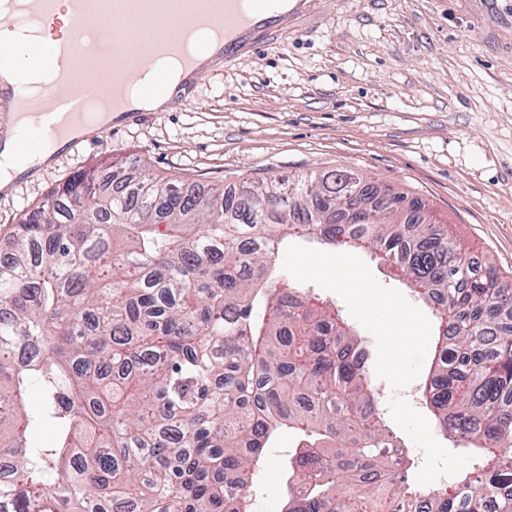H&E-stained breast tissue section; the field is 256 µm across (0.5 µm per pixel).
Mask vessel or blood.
I'll return each instance as SVG.
<instances>
[{
	"instance_id": "vessel-or-blood-1",
	"label": "vessel or blood",
	"mask_w": 512,
	"mask_h": 512,
	"mask_svg": "<svg viewBox=\"0 0 512 512\" xmlns=\"http://www.w3.org/2000/svg\"><path fill=\"white\" fill-rule=\"evenodd\" d=\"M60 0H24L27 15L41 25L55 23ZM310 0H69L71 34L60 39L62 71L42 99L24 103L14 132L13 163L32 173L41 157L59 142L76 145L73 130L89 123V99H98L116 118L135 117L136 109L124 95L143 58L177 55L180 43L170 33L181 22H201L224 34L216 52L232 67L248 54L288 35L289 22L304 17ZM138 50L123 53L127 40ZM104 43L111 69L90 63L97 43Z\"/></svg>"
}]
</instances>
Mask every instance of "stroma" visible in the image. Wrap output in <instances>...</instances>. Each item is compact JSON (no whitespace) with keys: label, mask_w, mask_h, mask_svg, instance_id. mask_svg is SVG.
<instances>
[{"label":"stroma","mask_w":512,"mask_h":512,"mask_svg":"<svg viewBox=\"0 0 512 512\" xmlns=\"http://www.w3.org/2000/svg\"><path fill=\"white\" fill-rule=\"evenodd\" d=\"M220 184L353 169L426 199L458 242L512 275V0H323L288 39L187 86L94 145L0 190L8 231L55 185L112 158ZM298 435L273 438L253 494L280 512Z\"/></svg>","instance_id":"1"}]
</instances>
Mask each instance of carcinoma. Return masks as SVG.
Masks as SVG:
<instances>
[{"label":"carcinoma","instance_id":"carcinoma-1","mask_svg":"<svg viewBox=\"0 0 512 512\" xmlns=\"http://www.w3.org/2000/svg\"><path fill=\"white\" fill-rule=\"evenodd\" d=\"M290 238L371 251L431 305L420 398L472 459L425 489L359 336L288 276ZM0 263V512H512V282L429 204L351 170L215 186L112 159L53 187ZM42 394L39 412L27 393ZM298 443L297 432L283 428L273 438L268 448L266 463L256 477L253 495L256 502L267 509L263 512H281L285 497V473L288 467V454H294Z\"/></svg>","mask_w":512,"mask_h":512}]
</instances>
